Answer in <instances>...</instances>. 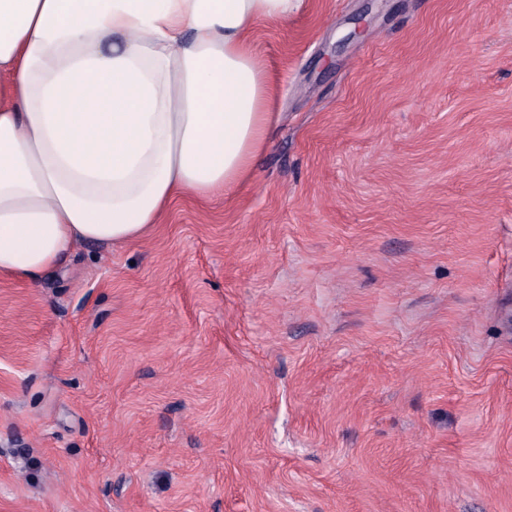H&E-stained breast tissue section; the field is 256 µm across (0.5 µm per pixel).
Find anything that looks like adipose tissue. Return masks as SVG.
Returning <instances> with one entry per match:
<instances>
[{
  "label": "adipose tissue",
  "mask_w": 512,
  "mask_h": 512,
  "mask_svg": "<svg viewBox=\"0 0 512 512\" xmlns=\"http://www.w3.org/2000/svg\"><path fill=\"white\" fill-rule=\"evenodd\" d=\"M305 0H0V276L231 194L278 114L252 41Z\"/></svg>",
  "instance_id": "obj_1"
}]
</instances>
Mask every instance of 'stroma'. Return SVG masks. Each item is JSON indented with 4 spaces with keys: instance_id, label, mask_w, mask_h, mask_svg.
Instances as JSON below:
<instances>
[{
    "instance_id": "35a3bbf8",
    "label": "stroma",
    "mask_w": 512,
    "mask_h": 512,
    "mask_svg": "<svg viewBox=\"0 0 512 512\" xmlns=\"http://www.w3.org/2000/svg\"><path fill=\"white\" fill-rule=\"evenodd\" d=\"M253 38L246 182L0 277V512H512V0Z\"/></svg>"
}]
</instances>
